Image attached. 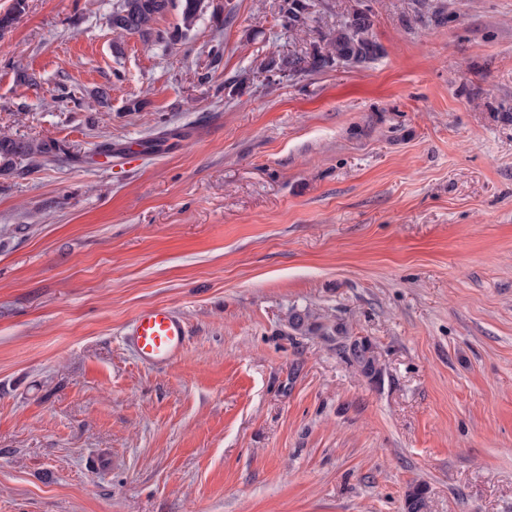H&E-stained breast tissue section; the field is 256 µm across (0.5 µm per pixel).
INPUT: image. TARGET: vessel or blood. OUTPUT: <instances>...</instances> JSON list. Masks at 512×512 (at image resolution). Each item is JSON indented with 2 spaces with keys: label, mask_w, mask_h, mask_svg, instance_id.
Masks as SVG:
<instances>
[{
  "label": "vessel or blood",
  "mask_w": 512,
  "mask_h": 512,
  "mask_svg": "<svg viewBox=\"0 0 512 512\" xmlns=\"http://www.w3.org/2000/svg\"><path fill=\"white\" fill-rule=\"evenodd\" d=\"M188 328L182 314L167 306L140 310L123 334L125 346L142 363L165 367L182 355Z\"/></svg>",
  "instance_id": "vessel-or-blood-1"
}]
</instances>
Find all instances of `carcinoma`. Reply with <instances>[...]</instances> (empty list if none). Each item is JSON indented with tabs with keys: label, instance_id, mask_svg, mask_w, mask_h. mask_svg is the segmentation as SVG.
I'll return each mask as SVG.
<instances>
[{
	"label": "carcinoma",
	"instance_id": "1",
	"mask_svg": "<svg viewBox=\"0 0 512 512\" xmlns=\"http://www.w3.org/2000/svg\"><path fill=\"white\" fill-rule=\"evenodd\" d=\"M173 0H120L112 11V29L123 34H137L149 40L155 21L164 15ZM25 7V0H14L11 10L0 13V31L12 27ZM313 0H282L280 7L283 25L296 39L316 21ZM204 8L203 0H180L181 20L185 28L193 26ZM371 19L369 11L354 12L336 28L323 35L321 41L309 51L293 53L286 57L272 58L264 66L268 83L288 77L317 72L339 63L360 64L372 60L379 47L369 37ZM66 154L65 147L54 140L24 141L0 134V161L8 166L20 157L56 161ZM288 328L300 334H319L336 337L346 359L355 365L369 380L381 378L382 369L373 343L367 338L350 340L347 329L341 323L325 320L309 309H293L288 314ZM406 512H423L425 488L413 486L406 496Z\"/></svg>",
	"mask_w": 512,
	"mask_h": 512
}]
</instances>
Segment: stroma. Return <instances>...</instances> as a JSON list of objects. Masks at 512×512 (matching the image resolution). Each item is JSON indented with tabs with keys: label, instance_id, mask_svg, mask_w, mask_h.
<instances>
[{
	"label": "stroma",
	"instance_id": "obj_1",
	"mask_svg": "<svg viewBox=\"0 0 512 512\" xmlns=\"http://www.w3.org/2000/svg\"><path fill=\"white\" fill-rule=\"evenodd\" d=\"M118 2L0 35V134L74 155L0 170V512H512V0H325L379 56L275 86L279 0L148 41ZM140 137L178 145L103 166ZM151 305L189 329L163 369L122 341ZM288 328L300 334H319L321 336H336L339 346L346 359L355 365L370 381L381 378L382 369L373 343L367 338L351 340L347 329L342 323L325 320L310 309H292L288 314Z\"/></svg>",
	"mask_w": 512,
	"mask_h": 512
}]
</instances>
